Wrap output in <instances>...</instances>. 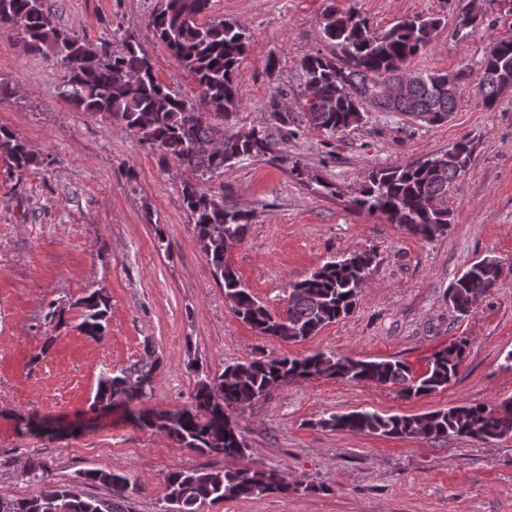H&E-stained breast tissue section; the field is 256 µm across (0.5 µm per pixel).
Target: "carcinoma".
Returning <instances> with one entry per match:
<instances>
[{
    "label": "carcinoma",
    "instance_id": "cac0c4a2",
    "mask_svg": "<svg viewBox=\"0 0 512 512\" xmlns=\"http://www.w3.org/2000/svg\"><path fill=\"white\" fill-rule=\"evenodd\" d=\"M209 8L210 0H166L165 7L148 22L194 78L205 105L202 111L159 81L148 57L132 36L119 28L109 38L90 41L59 27L45 0H0V30L20 31L30 51L60 62L65 80L59 96L64 101L104 115L139 141L209 180L244 160H286L277 155L279 143L266 128L239 130L225 136L219 150L206 149L215 139L218 122L241 105L237 70L250 40L246 29L234 22L203 21ZM482 23L478 14L461 15L456 27L459 38L476 33ZM440 28L441 18L416 15L377 33L360 14L330 9L320 36L336 47V53L307 55L299 64L306 97L303 118L332 135L359 126L370 111L401 112L426 123L448 119L472 74L468 67L455 73L417 72L400 97L381 96L383 85L400 81L409 73L407 62L431 46ZM479 85L489 109L503 92L512 89V40L499 39L485 47ZM270 121L281 130L296 123V117L285 108L275 109ZM0 155L17 171L41 163L26 143L2 126ZM471 156V141L463 138L444 152L376 170L368 183L354 192L350 205L360 212L384 215L413 236H441L452 224L448 187L466 169ZM180 203L191 216L212 276L224 288L225 301L234 315L260 336L286 343L305 341L347 317L366 286L375 254L355 250L290 284L285 313H273L225 262L229 242L244 238L252 212L226 207L224 198L204 190L199 183L183 184ZM502 274L501 264L493 258L473 264L449 287L454 309L462 315L472 312V284L481 283L488 293ZM79 304L80 331L94 339L104 337L108 296L95 290ZM466 347L467 343L460 341L435 352L427 371L417 377L399 361L352 360L323 352L302 357L263 356L228 364L213 376L204 373L190 404L180 409L137 410L135 406L151 394L160 365L155 351L146 347L137 362L99 378L92 409L122 408L133 425L161 433L191 452L242 458L247 447L234 413L266 397L276 386L326 377L396 385L401 397H418L448 386L458 374ZM319 425L332 431L393 438L469 437L486 444L512 433V398L494 406H453L417 415L370 410L334 413L319 420ZM274 477V471L247 467L171 471L164 479V502L169 508L163 512H199L207 501L297 491ZM79 478L101 483L121 498L130 490L136 491L127 475L115 469H90L79 473ZM0 512H112V502L83 496L71 484L50 482L32 497L0 499Z\"/></svg>",
    "mask_w": 512,
    "mask_h": 512
}]
</instances>
